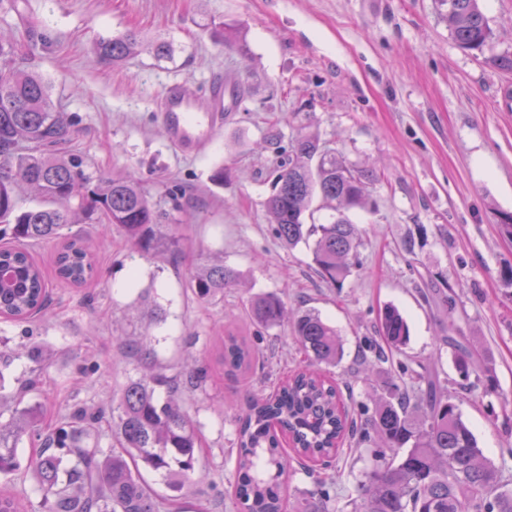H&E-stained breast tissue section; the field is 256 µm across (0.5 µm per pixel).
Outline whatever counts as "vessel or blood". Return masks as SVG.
<instances>
[{"label": "vessel or blood", "mask_w": 512, "mask_h": 512, "mask_svg": "<svg viewBox=\"0 0 512 512\" xmlns=\"http://www.w3.org/2000/svg\"><path fill=\"white\" fill-rule=\"evenodd\" d=\"M213 111L204 112L182 86L167 87L160 98L159 119L168 141L180 152L195 153L214 140L224 114L238 111L241 101L231 82L214 88Z\"/></svg>", "instance_id": "vessel-or-blood-1"}]
</instances>
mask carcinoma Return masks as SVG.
I'll return each instance as SVG.
<instances>
[{"label": "carcinoma", "mask_w": 512, "mask_h": 512, "mask_svg": "<svg viewBox=\"0 0 512 512\" xmlns=\"http://www.w3.org/2000/svg\"><path fill=\"white\" fill-rule=\"evenodd\" d=\"M438 4L462 50L481 53L492 44L495 33L480 0ZM141 48L138 36L127 33L99 41L95 52L116 65ZM72 135L71 124L52 109L48 84L21 65L16 43L0 38V314L6 318L23 321L44 309L47 281L31 246L59 237L66 227L116 224L144 254L180 250L178 239L162 234L159 212L138 179L93 181L67 150ZM274 153L278 161L265 207L277 238L290 248L308 247L321 277L343 287L361 266L362 230L346 212L366 208V186L376 174L348 164L314 133L298 135L286 146L278 142ZM23 187L33 193L34 205H22ZM322 209L332 211L329 220L313 223ZM56 264L67 285H82L94 276L80 236L64 245ZM235 280V271L224 261H212L195 270L187 289L211 301ZM423 298L455 308L454 298L432 285ZM248 314L272 328L283 319L284 303L275 295H259L250 301ZM291 332L312 363L334 366L340 361L341 339L315 311L298 315ZM379 332L392 352L407 345L408 324L393 306L382 312ZM259 356L243 337H224L221 361L227 373L250 372ZM455 368L466 391H495L492 367L470 349L458 346ZM206 374L200 367L181 379L152 370L129 380L118 415L112 417L120 450L106 456L96 441L101 410L77 407L64 415L63 426L40 436L43 451L33 464L46 512H163L174 505L176 495L168 502L157 500L136 462L160 474L172 491H181L201 443L176 395L182 385L201 384ZM418 378L415 393L397 383L387 386L361 420L341 405L336 383L317 372L300 371L267 395L249 396L238 419L234 485L243 512H286L283 444L301 461L329 460L337 457L343 440L362 446L374 434L381 445L359 484L352 512H512L509 481L484 456L447 388L427 369ZM34 423V417L18 409L7 421L0 420L1 474L16 470L15 448ZM53 448L65 450L71 464L62 466Z\"/></svg>", "instance_id": "cac0c4a2"}]
</instances>
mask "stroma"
I'll return each instance as SVG.
<instances>
[{
    "instance_id": "35a3bbf8",
    "label": "stroma",
    "mask_w": 512,
    "mask_h": 512,
    "mask_svg": "<svg viewBox=\"0 0 512 512\" xmlns=\"http://www.w3.org/2000/svg\"><path fill=\"white\" fill-rule=\"evenodd\" d=\"M496 40L483 56L460 49L436 0H5L0 34L19 38L27 63L50 87L55 111L75 131L70 144L93 179L134 175L180 241L176 254L137 252L124 231L73 226L92 246L97 276L63 284L56 269L62 241L32 253L45 272L49 309L27 322L0 317V387L33 408L40 427L73 407L118 406L127 381L153 368L166 374L206 366L208 376L180 399L195 421L202 448L186 512H240L236 479V420L247 394L272 392L305 365L289 324L270 330L247 315L251 297L274 293L287 311L313 309L333 326L344 347L334 368L348 382V411L369 404L371 384L359 363L367 343L382 344L379 316L397 307L410 326L399 364L437 373L486 457L512 478V288L500 272L512 265V239L499 215L512 212V110L498 104L512 73L490 59L512 52V0H483ZM221 20L247 43L216 45ZM129 32L173 46L169 58L144 52L120 66L101 61L96 43ZM232 80L242 106L213 142L186 156L166 139L158 101L166 86L191 88L199 105ZM315 132L347 161L375 170L371 211L350 217L363 230L362 265L343 288L322 280L306 246L285 247L264 203L274 154L265 143ZM224 166L223 185L209 176ZM220 259L239 273L210 302L186 292L201 258ZM448 288L454 310L426 305L427 284ZM247 337L264 365L230 376L221 361L228 334ZM147 349L128 355L122 338ZM487 356L498 385L478 399L461 390L455 343ZM39 447L23 439L18 469L0 475V489L42 512V492L30 462ZM372 448L344 446L324 484L297 472L288 483L287 512H349Z\"/></svg>"
}]
</instances>
